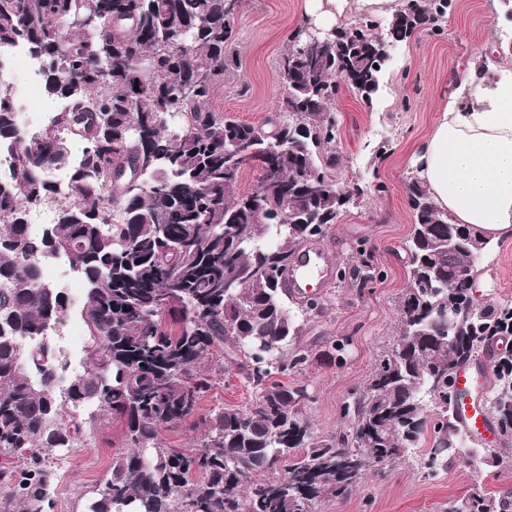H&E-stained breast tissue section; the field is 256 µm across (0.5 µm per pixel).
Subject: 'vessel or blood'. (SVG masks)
Returning a JSON list of instances; mask_svg holds the SVG:
<instances>
[{
  "instance_id": "1",
  "label": "vessel or blood",
  "mask_w": 512,
  "mask_h": 512,
  "mask_svg": "<svg viewBox=\"0 0 512 512\" xmlns=\"http://www.w3.org/2000/svg\"><path fill=\"white\" fill-rule=\"evenodd\" d=\"M328 257L319 244L312 242L301 249L288 268L287 286L297 296L310 297L313 287L327 279ZM491 380V367L482 359L460 368L452 385V406L456 422L475 439L493 443L498 431L487 413L485 396Z\"/></svg>"
}]
</instances>
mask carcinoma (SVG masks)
<instances>
[{
    "label": "carcinoma",
    "mask_w": 512,
    "mask_h": 512,
    "mask_svg": "<svg viewBox=\"0 0 512 512\" xmlns=\"http://www.w3.org/2000/svg\"><path fill=\"white\" fill-rule=\"evenodd\" d=\"M242 0H0V47L28 46L55 101L42 130L23 136L12 98L0 94V512H52L49 455L77 447L94 402L124 425V449L86 512H318L326 498L351 496L370 468L419 448L432 472L477 454L499 466L512 450V351L499 352L487 406L502 451L475 448L448 401L451 370L512 336V306L481 305L459 286L438 284L486 243L453 224L411 177L414 216L409 282L401 322L411 333L344 405L348 431L317 436L307 393L272 376L310 354L285 288L288 262L321 237L344 207L336 181V116L341 84L365 101L383 71L381 45L400 43L442 19L451 0H403L378 33L362 16L310 46L301 24L279 59L282 92L271 129L230 118L212 102L239 67L233 48ZM98 15L118 29L61 32ZM81 143L72 156L71 140ZM277 170L263 192H235L250 162ZM330 187L309 196L301 185ZM62 201L57 220L33 228L31 212ZM298 221L281 220L283 203ZM463 235L469 251L448 250ZM63 258L86 289L84 372L56 390L61 355L49 334L70 300L43 277ZM467 308L454 325L440 309ZM34 344L22 349L19 340ZM347 339L323 353L340 363ZM227 360L257 393L248 408L202 420L196 448H170L159 430L191 420L224 376ZM448 512H512L484 491L448 503Z\"/></svg>",
    "instance_id": "obj_1"
}]
</instances>
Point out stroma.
I'll use <instances>...</instances> for the list:
<instances>
[{
    "instance_id": "1",
    "label": "stroma",
    "mask_w": 512,
    "mask_h": 512,
    "mask_svg": "<svg viewBox=\"0 0 512 512\" xmlns=\"http://www.w3.org/2000/svg\"><path fill=\"white\" fill-rule=\"evenodd\" d=\"M313 10V0H244L236 23L240 66L215 107L254 125L274 116L282 88L280 55L291 30ZM481 54L512 68V11L503 0H452L440 29L421 26L396 45L371 101L347 86L336 100L337 181L342 189L358 186L363 193L322 238L330 284L317 290L322 309L304 316L297 340L310 359L278 377L306 388L305 411L318 435L346 428L343 406L366 385L399 335V299L409 275L405 243L414 224L406 187L415 153L435 124L439 102L456 92L459 74ZM363 262L375 272L364 287L347 276ZM474 280L477 303L512 304V239L485 257ZM342 337L348 340L346 360L328 365L321 352ZM255 399L233 370L203 398L197 415L247 408ZM122 436V422L112 419L85 427L78 446L65 449L68 468L52 479L54 512H84L103 489ZM477 489L512 496V466L477 474L458 459L430 475L413 454L368 473L350 498L323 501L319 512H444L449 501Z\"/></svg>"
}]
</instances>
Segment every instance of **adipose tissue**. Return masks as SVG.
Returning a JSON list of instances; mask_svg holds the SVG:
<instances>
[{
    "mask_svg": "<svg viewBox=\"0 0 512 512\" xmlns=\"http://www.w3.org/2000/svg\"><path fill=\"white\" fill-rule=\"evenodd\" d=\"M402 0H316L321 18L337 23L351 12L395 14ZM475 88L470 104L443 100L430 135L420 144L415 174L453 223L466 224L489 245L512 237V69L497 70Z\"/></svg>",
    "mask_w": 512,
    "mask_h": 512,
    "instance_id": "ef3b65f1",
    "label": "adipose tissue"
}]
</instances>
